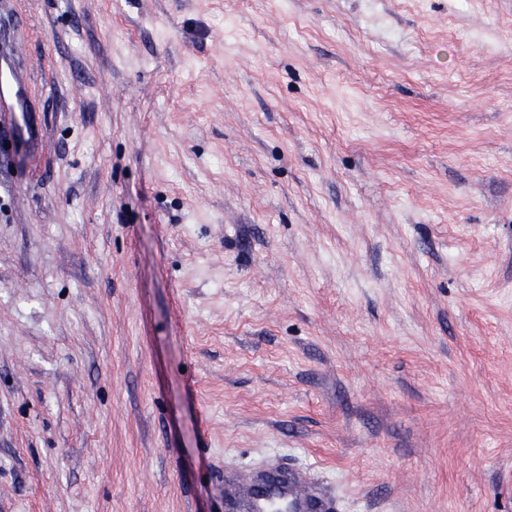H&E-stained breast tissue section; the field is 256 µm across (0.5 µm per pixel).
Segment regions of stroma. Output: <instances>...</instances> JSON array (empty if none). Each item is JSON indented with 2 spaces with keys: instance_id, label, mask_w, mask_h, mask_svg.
Here are the masks:
<instances>
[{
  "instance_id": "obj_1",
  "label": "stroma",
  "mask_w": 512,
  "mask_h": 512,
  "mask_svg": "<svg viewBox=\"0 0 512 512\" xmlns=\"http://www.w3.org/2000/svg\"><path fill=\"white\" fill-rule=\"evenodd\" d=\"M0 512H512V0H0ZM0 61V108L14 112L18 130L28 139H38V126L32 112H27V76L16 67L11 57Z\"/></svg>"
}]
</instances>
